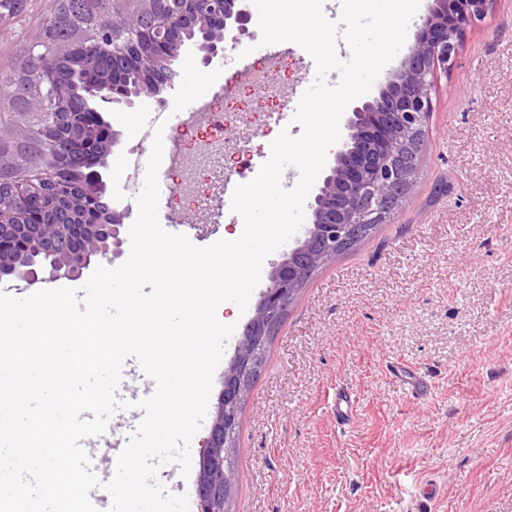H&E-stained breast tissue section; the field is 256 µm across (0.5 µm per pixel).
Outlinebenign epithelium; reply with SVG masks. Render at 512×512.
<instances>
[{
	"label": "benign epithelium",
	"instance_id": "benign-epithelium-1",
	"mask_svg": "<svg viewBox=\"0 0 512 512\" xmlns=\"http://www.w3.org/2000/svg\"><path fill=\"white\" fill-rule=\"evenodd\" d=\"M31 0H0V23L22 14ZM118 0H90L102 16L88 41L112 54V79L93 81L94 103L106 108L135 106L141 91L130 87L124 59L136 48L144 72L173 86L181 77L175 62L190 53H202L208 64L224 51L226 32H244L247 0H221L206 19L199 20L198 0H161L165 7L148 21L141 13L114 8ZM489 0H434L422 19L414 42L400 67L378 96L348 108L347 135L336 152L335 163L324 173L309 204L311 223L295 245L274 264L269 285L260 293L234 355L224 370L222 389L196 479L197 512H224L226 497L224 449L236 426L233 411L249 393L246 376L256 370V354L247 351L256 336L274 334L278 321L296 295L305 275L316 265L333 262L344 249L371 233L373 225L390 222L396 204L411 184L401 161L414 152L425 132L431 110L430 90L438 68L456 55L465 27L483 18ZM29 53L40 59L33 77L38 108L10 112L12 140L22 144L26 132L46 113L63 117L69 132L44 134L43 153L54 167L77 179L62 180L40 163L28 175L14 176L25 154L0 148V172L13 175L11 200L22 224L0 225V279H19L29 285L60 279L78 280L121 254L127 210L117 208L107 195L100 169L105 154L121 144V132L112 128L98 110L71 112L50 77V58L34 43Z\"/></svg>",
	"mask_w": 512,
	"mask_h": 512
}]
</instances>
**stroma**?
Segmentation results:
<instances>
[{"label":"stroma","instance_id":"1","mask_svg":"<svg viewBox=\"0 0 512 512\" xmlns=\"http://www.w3.org/2000/svg\"><path fill=\"white\" fill-rule=\"evenodd\" d=\"M46 8L30 0L0 24L1 75L37 40ZM238 54L229 36L223 58L184 67L164 108L181 113L207 95L253 113L224 139L258 169L280 132L267 113L288 111L316 65L296 43L265 47L252 60L271 67L278 95L217 94ZM430 97L415 181L391 223L323 266L273 338L241 413L231 512H512V0H491L466 28ZM156 110L144 94L109 117L122 144L108 158V192L133 217L124 159L150 153L138 133ZM197 182L195 197L161 198L158 217L206 247L242 218L223 206L219 222L198 223L216 205L207 170ZM394 362L425 375V398L389 375ZM340 385L355 398L345 426L331 409Z\"/></svg>","mask_w":512,"mask_h":512}]
</instances>
